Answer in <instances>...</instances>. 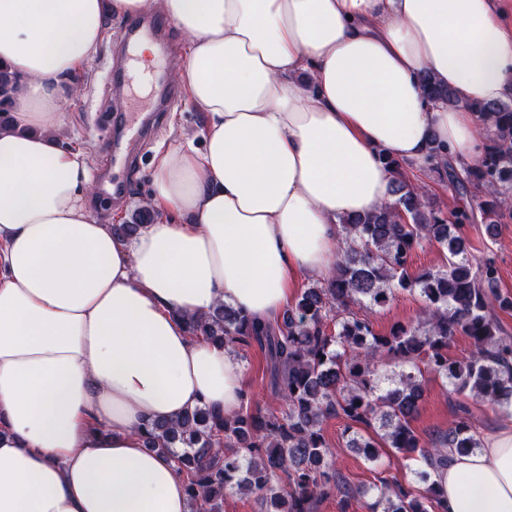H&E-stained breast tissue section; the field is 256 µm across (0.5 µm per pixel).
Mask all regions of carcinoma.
<instances>
[{
	"instance_id": "1",
	"label": "carcinoma",
	"mask_w": 512,
	"mask_h": 512,
	"mask_svg": "<svg viewBox=\"0 0 512 512\" xmlns=\"http://www.w3.org/2000/svg\"><path fill=\"white\" fill-rule=\"evenodd\" d=\"M16 83L0 67V106L7 105ZM423 92L432 100L453 99L450 89L429 77ZM471 109L489 124L479 162L459 169L435 144L429 171L447 178L455 194L479 198L477 205L443 212L401 162L387 157L391 202L340 220V256L332 275L306 288L280 319L257 325L225 303L186 319L194 338L224 346L256 343L280 401L277 411L241 409L231 416L200 406L147 429L145 447L174 460L196 512H222L224 496L234 491L258 494L264 512H313L318 501L334 495L348 502L355 493L342 482L322 430L330 417L349 421L347 447L367 460L377 461L386 447L429 467L420 472L422 491L378 478L370 512H447L435 477L450 455L469 453L481 440L462 403L444 434L423 439L415 433L411 421L424 397V373L446 379L456 395L512 408V339L502 336L493 315L496 308L512 311V294L497 291L495 259L473 256L460 235L465 225L480 222L492 238L498 224L512 218V100ZM154 219L142 207L132 223L112 225V233L126 240ZM423 240L445 248L447 263L412 277L409 260ZM400 290L419 291L426 307L416 322L385 335L376 333L369 314L354 309L384 306ZM458 334L469 339L472 351L454 360L448 344ZM389 363L401 371L384 388L382 365ZM355 425H376L380 433L366 437Z\"/></svg>"
}]
</instances>
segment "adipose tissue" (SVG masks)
Here are the masks:
<instances>
[{
	"mask_svg": "<svg viewBox=\"0 0 512 512\" xmlns=\"http://www.w3.org/2000/svg\"><path fill=\"white\" fill-rule=\"evenodd\" d=\"M153 12L187 39L173 72L209 115L203 149L157 155L145 207L183 216L121 241L56 133L104 13ZM0 512H191L148 448L153 422L243 399L226 348L187 316L226 303L277 320L300 278L329 276L342 218L389 202L380 156L432 142L474 165L473 102L512 98L495 0H0ZM429 76L454 93L429 101ZM448 512H512V424L440 473Z\"/></svg>",
	"mask_w": 512,
	"mask_h": 512,
	"instance_id": "1",
	"label": "adipose tissue"
}]
</instances>
